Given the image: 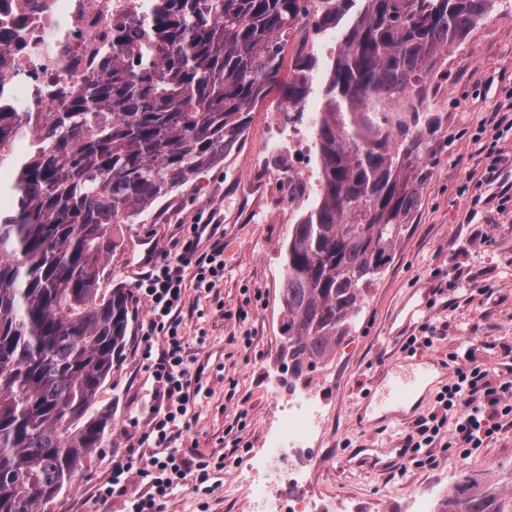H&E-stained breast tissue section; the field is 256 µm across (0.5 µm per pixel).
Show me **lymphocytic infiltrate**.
<instances>
[{
	"label": "lymphocytic infiltrate",
	"instance_id": "obj_1",
	"mask_svg": "<svg viewBox=\"0 0 512 512\" xmlns=\"http://www.w3.org/2000/svg\"><path fill=\"white\" fill-rule=\"evenodd\" d=\"M175 247L173 258L145 273L137 283L138 294L149 303L142 340L149 343L161 334L166 342L150 371L153 395L166 403L164 414L156 418L151 431L156 451L148 454L141 443L130 444L123 456L113 461L110 479L98 489V497L104 503L116 493L126 496L128 512H161L165 500L186 482L203 485L214 471L225 467L223 461L210 462L173 446L176 436L182 433L191 390L198 381V373L192 369L178 334V314L187 290L185 269L194 267L197 287H215L224 276V245L214 243L209 253L202 255L197 254L191 238L176 242ZM452 359L458 367L440 392L438 403L445 413H454V423L434 415L420 419L414 434L406 440L412 451H425L423 464L428 468L435 464L434 456L428 452L435 442H442L444 449L465 458L512 427V382L492 384L490 368L478 361L472 347L458 348ZM138 479L146 481L147 490L135 488Z\"/></svg>",
	"mask_w": 512,
	"mask_h": 512
}]
</instances>
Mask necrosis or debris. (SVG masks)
Listing matches in <instances>:
<instances>
[{
    "mask_svg": "<svg viewBox=\"0 0 512 512\" xmlns=\"http://www.w3.org/2000/svg\"><path fill=\"white\" fill-rule=\"evenodd\" d=\"M153 7L154 0H0V112L58 111L101 75L113 31L144 26ZM320 431L311 396L280 406L251 465L253 512H350L304 484Z\"/></svg>",
    "mask_w": 512,
    "mask_h": 512,
    "instance_id": "1",
    "label": "necrosis or debris"
}]
</instances>
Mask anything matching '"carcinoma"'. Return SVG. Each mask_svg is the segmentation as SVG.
Segmentation results:
<instances>
[{
  "label": "carcinoma",
  "mask_w": 512,
  "mask_h": 512,
  "mask_svg": "<svg viewBox=\"0 0 512 512\" xmlns=\"http://www.w3.org/2000/svg\"><path fill=\"white\" fill-rule=\"evenodd\" d=\"M355 0H161L141 41L112 39V74L61 112H0V512H37L104 447L95 408L122 356L132 309L101 291L112 225L222 161L272 90L293 108L311 61L279 77L302 24L336 27ZM325 90L318 204L293 225L281 304L282 363L295 384L323 368L355 324L363 292L393 259L427 177L420 111L438 52L462 43L496 0H361ZM28 141L15 154L13 137ZM448 512H512L466 488Z\"/></svg>",
  "instance_id": "cac0c4a2"
}]
</instances>
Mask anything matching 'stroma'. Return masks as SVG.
I'll list each match as a JSON object with an SVG mask.
<instances>
[{"mask_svg": "<svg viewBox=\"0 0 512 512\" xmlns=\"http://www.w3.org/2000/svg\"><path fill=\"white\" fill-rule=\"evenodd\" d=\"M350 24L321 31L307 51L315 61L296 130L315 139L324 85L342 35ZM444 76L426 90L424 109L440 119L426 157L429 175L420 206L407 225L387 270L367 290L354 328L327 366L284 384L278 360L284 247L302 211L276 196L279 166L261 170L255 159L270 131V93L251 112L240 139L219 162L173 189L133 221L114 227L115 248L99 286L132 295L133 313L121 359L96 397L112 417L106 447L41 512H126L125 499L101 504L94 490L106 482L127 445L149 434L160 403L146 379L140 341L148 319L146 300L134 290L141 274L168 257L172 245L193 234L198 217L209 226L197 234L198 253L224 244V276L212 288H188L178 333L200 371L199 391L177 446L202 456H225L227 466L208 489L179 488L162 512H248L245 475L261 448L280 401L309 391L326 408L314 453L310 489L336 495L376 512H402L405 485L422 481L463 484L482 477L485 486L512 489V431L467 459L434 449L436 465L410 463L405 438L414 423L437 412L436 397L456 364L451 355L465 341L489 367L512 366V163L487 181L486 156L512 160V130L495 128V110L512 103V0L495 9L467 40L442 51ZM411 336L432 345L407 351ZM399 371L422 366L429 374L396 404L384 400L385 364Z\"/></svg>", "mask_w": 512, "mask_h": 512, "instance_id": "1", "label": "stroma"}]
</instances>
